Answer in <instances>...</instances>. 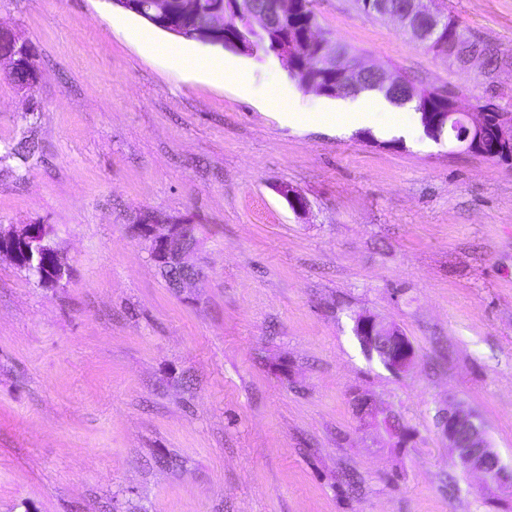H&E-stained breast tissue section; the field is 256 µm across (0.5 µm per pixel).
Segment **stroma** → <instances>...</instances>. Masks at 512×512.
Instances as JSON below:
<instances>
[{"instance_id":"35a3bbf8","label":"stroma","mask_w":512,"mask_h":512,"mask_svg":"<svg viewBox=\"0 0 512 512\" xmlns=\"http://www.w3.org/2000/svg\"><path fill=\"white\" fill-rule=\"evenodd\" d=\"M445 6L512 49V0ZM314 10L365 67L466 107L512 91V72L485 79L353 0ZM0 23L40 69L26 92L0 71V225H47L70 269L45 286L0 260V512H512L437 425L460 405L512 462V163L418 124L289 127L266 110L292 83L275 55L111 0H0ZM132 30L250 81L145 56ZM148 213L203 227L183 292L131 232ZM363 313L408 337L409 373L364 352ZM359 395L405 447L359 419ZM355 407L361 416H365L377 426H382L389 438L393 441L395 447H402L408 439V433L405 428L393 427L391 413L378 409L369 398L358 397L355 399Z\"/></svg>"}]
</instances>
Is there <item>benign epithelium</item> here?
<instances>
[{
  "label": "benign epithelium",
  "mask_w": 512,
  "mask_h": 512,
  "mask_svg": "<svg viewBox=\"0 0 512 512\" xmlns=\"http://www.w3.org/2000/svg\"><path fill=\"white\" fill-rule=\"evenodd\" d=\"M294 8V0H275L272 9H254L248 14L251 24L266 27L271 24L272 14H284ZM444 11L442 0H410L403 11L390 14V18L407 25L409 19L424 22L428 27L437 29L438 16ZM7 40L14 47L13 54L24 61L33 81H38L39 70L35 63V52L26 40L12 33V30L0 28V40ZM323 43L315 32L309 31L290 45L278 48L277 53L283 62L292 59H304L311 46ZM336 69V92L358 90L367 78L373 79V86L390 90L406 85L401 75H389L374 68H363L353 62L332 61ZM484 109L480 105L472 107V112L463 114L461 129L454 130L453 140L464 150L485 154L481 134L484 126ZM135 235L145 243L151 261L160 274L169 280V287L181 291L186 286L195 284L200 278V269L192 261L200 249L202 237L190 236L183 224H165L151 216L141 223L133 225ZM48 236L42 224L0 225V259L7 258L15 265L28 262L32 251L37 250L45 256V261L38 269L39 282L55 284L68 273L60 252L45 245ZM355 333L367 350L375 351L376 343H387V355L383 358L385 367L395 375L408 372L415 360L414 348L397 327L386 325L370 314H360L355 321ZM355 407L361 415L369 418L377 426L384 428L396 447L405 445L408 433L403 427H393L391 413L378 409L369 398L358 397ZM438 426L448 441V447L457 456L460 465L467 472L477 475L484 488L491 492H509L512 490V466L505 464L492 447L488 437L476 419L457 406L450 405L438 415Z\"/></svg>",
  "instance_id": "1"
}]
</instances>
